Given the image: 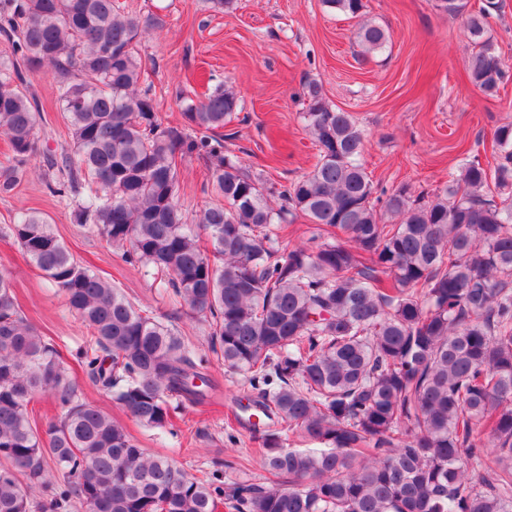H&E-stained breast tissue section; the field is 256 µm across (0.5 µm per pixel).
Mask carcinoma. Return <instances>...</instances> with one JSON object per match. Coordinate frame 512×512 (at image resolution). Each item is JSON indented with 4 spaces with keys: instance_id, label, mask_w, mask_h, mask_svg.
<instances>
[{
    "instance_id": "carcinoma-1",
    "label": "carcinoma",
    "mask_w": 512,
    "mask_h": 512,
    "mask_svg": "<svg viewBox=\"0 0 512 512\" xmlns=\"http://www.w3.org/2000/svg\"><path fill=\"white\" fill-rule=\"evenodd\" d=\"M439 7L464 19L469 80L495 96L506 72L487 33L501 5ZM164 26L116 0H0V134L17 162L33 154L41 112L26 76L49 68L71 146L45 156L67 177L47 190L87 189L77 223L204 317L209 350L251 388L243 410L262 430L266 476L227 483L221 463L191 473L148 454L79 396L1 269L0 512H512V122L494 131V166L468 159L415 198L374 186L363 132L310 82L318 158L278 187L214 135L240 108L233 91L189 104L191 132L163 126L137 44ZM355 38L367 55L390 34L366 19ZM193 155L211 163L216 197L194 227L179 203ZM296 213L336 233L284 248ZM11 233L86 324L79 363L127 415L165 432L172 401L204 403L207 355L76 259L40 213ZM44 393L61 414L41 433L28 406Z\"/></svg>"
}]
</instances>
